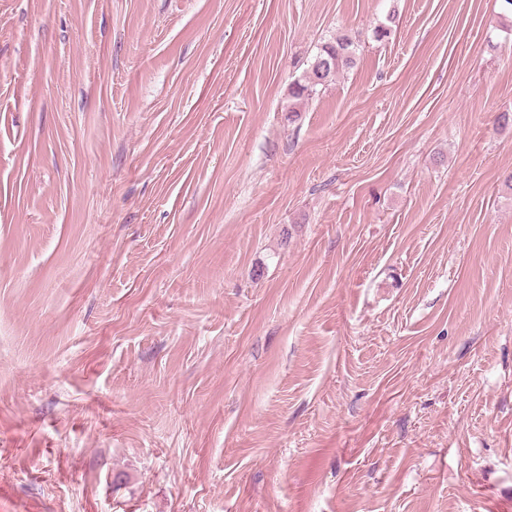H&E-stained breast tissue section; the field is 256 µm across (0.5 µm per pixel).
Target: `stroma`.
Segmentation results:
<instances>
[{"label": "stroma", "instance_id": "stroma-1", "mask_svg": "<svg viewBox=\"0 0 512 512\" xmlns=\"http://www.w3.org/2000/svg\"><path fill=\"white\" fill-rule=\"evenodd\" d=\"M504 112L501 0H0V512H512ZM359 44L347 31H337L323 42L303 73L291 83L290 93L297 102L312 98L318 88L332 81L336 75L355 63Z\"/></svg>", "mask_w": 512, "mask_h": 512}]
</instances>
